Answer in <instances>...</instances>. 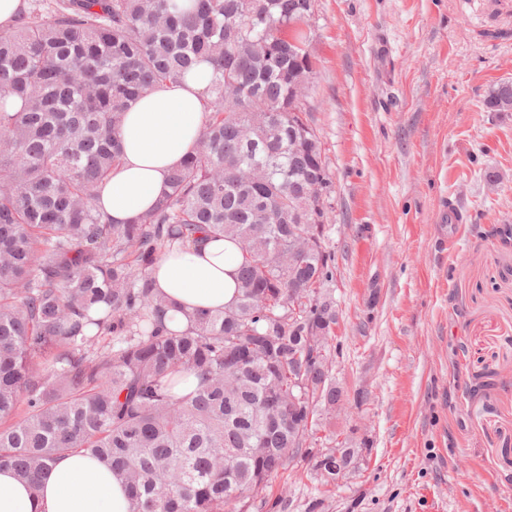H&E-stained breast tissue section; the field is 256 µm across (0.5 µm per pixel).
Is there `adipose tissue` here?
<instances>
[{"instance_id":"adipose-tissue-1","label":"adipose tissue","mask_w":512,"mask_h":512,"mask_svg":"<svg viewBox=\"0 0 512 512\" xmlns=\"http://www.w3.org/2000/svg\"><path fill=\"white\" fill-rule=\"evenodd\" d=\"M209 64L197 66L182 86H164L133 103L120 126L122 162L99 190V208L123 224L151 208L167 189L169 172L199 142L205 120L204 92L211 80ZM238 246L212 238L199 246L174 247L153 265L157 292L170 309L166 324L186 329L187 313L219 311L237 293ZM121 481L110 467L84 454L57 457L39 491H32L9 468L0 469V512H129Z\"/></svg>"}]
</instances>
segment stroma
<instances>
[{
  "mask_svg": "<svg viewBox=\"0 0 512 512\" xmlns=\"http://www.w3.org/2000/svg\"><path fill=\"white\" fill-rule=\"evenodd\" d=\"M312 125L332 180L325 244L347 394L320 448L264 493L285 512H512V0H318ZM466 223L438 221L444 200ZM484 105L489 112H512V80L498 82Z\"/></svg>",
  "mask_w": 512,
  "mask_h": 512,
  "instance_id": "obj_1",
  "label": "stroma"
}]
</instances>
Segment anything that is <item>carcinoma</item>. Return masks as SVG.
<instances>
[{"label": "carcinoma", "mask_w": 512, "mask_h": 512, "mask_svg": "<svg viewBox=\"0 0 512 512\" xmlns=\"http://www.w3.org/2000/svg\"><path fill=\"white\" fill-rule=\"evenodd\" d=\"M315 6L30 0L0 27V467L32 489L56 457L85 453L123 481L130 512H251L297 457L326 484L354 466L348 436L321 463L310 452L347 399L326 288L331 178L319 137H296L312 115L292 99L314 77L297 44ZM201 62L213 77L198 148L150 210L112 223L98 189L121 164L124 112ZM485 107L512 112L511 79ZM255 160L260 181L239 183ZM269 209L281 223H263ZM312 227L319 244L303 250ZM201 235L238 245V294L172 330L150 271ZM190 375L197 386L179 392Z\"/></svg>", "instance_id": "cac0c4a2"}]
</instances>
